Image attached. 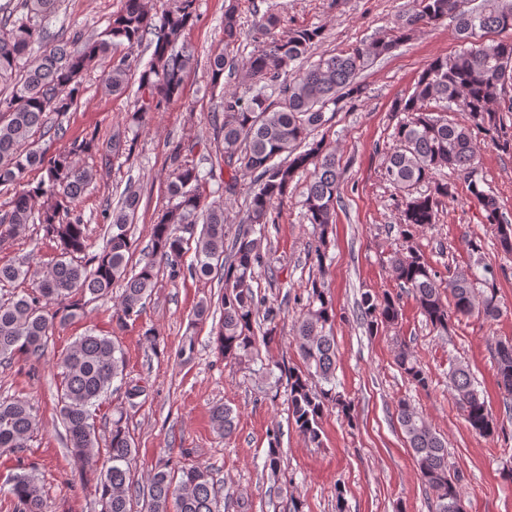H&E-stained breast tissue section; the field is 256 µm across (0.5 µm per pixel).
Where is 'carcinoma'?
<instances>
[{
  "label": "carcinoma",
  "instance_id": "obj_1",
  "mask_svg": "<svg viewBox=\"0 0 512 512\" xmlns=\"http://www.w3.org/2000/svg\"><path fill=\"white\" fill-rule=\"evenodd\" d=\"M63 0H17L0 10V187L14 191L9 210L0 215V240L14 237L29 224L38 223L47 238L60 248V257L49 267L28 262L0 265V284L20 278L35 282L32 292L0 302V362L17 355L38 361L44 355L55 325H64L84 313L85 298L112 295L121 282L118 318L139 316L156 288L159 269L149 260L133 274L127 273L129 254L135 248L130 229L137 213L139 193L129 189L119 206L108 215L110 225L101 252L91 263L78 264L72 255L87 247L85 225L66 219L93 184V170L81 165L85 155H98L104 164L122 151L120 137L102 145L95 137L75 139L67 150L50 158L32 148L30 140L48 128L47 115L66 112L77 101L85 71L99 58L112 57L105 77L106 88L120 94L129 86L131 67L124 51L140 46L153 36L152 60L142 71L139 88L148 101L131 113L132 125L179 97L186 74L196 64L184 41L185 31L196 18V0H172L161 14L153 12L151 0H125L112 15L100 36L75 30L69 36L50 34L46 22L61 9ZM448 16L455 18L457 35L463 41L474 30L499 33L512 18V0H480L477 11L461 10L457 0H416L414 9L397 16L381 36L362 41L346 50L321 56L305 65L323 27L304 25L282 36L280 4L271 0L262 12L253 14L251 27L256 47L242 65L221 51L209 57L211 94L218 95L217 111L211 115L216 160L232 171L224 182V194L238 192L237 172L253 176V186L244 199L246 216L242 228L228 237L224 204L204 206L200 188L206 177L187 160L185 144L178 141L168 154V192L171 205L151 228V254L160 258L169 280L189 273L200 279L217 268L224 271V293L218 297L220 318L216 345L224 359L254 361L259 343L274 339L273 328L255 336V325L274 324L282 309L257 299L251 288L256 270L267 265L264 230L276 203L283 200L300 169L312 168L303 194L305 217L311 226L313 253L323 268L335 223L341 171L336 152L314 132L327 123L325 111L338 112L362 97L358 75L374 60L391 52L421 28ZM242 30L241 16L232 5L224 10V48L235 45ZM52 46L20 72L17 64L37 42ZM251 82L244 93L224 91V77ZM512 40L473 44L459 53L436 58L423 69L407 94L399 98L396 112H409V120L393 133L396 149L384 154L386 180L401 194L400 232L413 236L419 226L435 223L440 197H455V186L437 180L443 168L464 174L470 193L480 202L486 221L496 225L503 251L512 253V224L504 219L497 198L479 188L473 179L478 149L476 134L485 133L499 150L512 151V126L504 118L512 114ZM456 109L465 120L454 122L439 109ZM46 170L47 178L32 187L25 177L33 168ZM420 184L429 193L414 195ZM196 240L195 259L185 266L186 246ZM392 272L402 288L416 297L422 314L434 330L448 332L451 315L497 320L502 309L497 300L493 271L479 277L471 270H457L441 278L417 251L391 258ZM357 318L371 334L395 324L399 304L388 293L365 292L357 302ZM336 313L323 286L311 282L308 304L295 324V342L304 369H288V405L298 431L311 443L321 444L320 421L330 408L350 413V402L336 392ZM498 384L512 398V341L495 347ZM394 360L401 373L418 389L429 385L428 373L408 344L398 341ZM62 381L58 395L59 417L66 432V445L82 464L93 463L98 447L95 416L100 401L124 370V353L110 336L87 333L79 337L62 358ZM449 380L453 397L465 421L476 433L495 432L493 420L472 381L469 369L458 364ZM396 420L412 451L422 483L436 500V512H463L461 478L450 472L448 448L431 425L406 399L395 405ZM217 429L229 435L235 430L230 408L218 404L211 410ZM38 425L28 401H0V451L22 453ZM112 465L100 472V512H132L143 500L144 512H219L220 500L212 473L201 466L161 462L139 484L131 475L136 448L124 422V413L112 414L105 439ZM280 449L269 442L263 470L275 476L281 469ZM10 493L18 512H46L47 503L32 473L13 479Z\"/></svg>",
  "mask_w": 512,
  "mask_h": 512
}]
</instances>
